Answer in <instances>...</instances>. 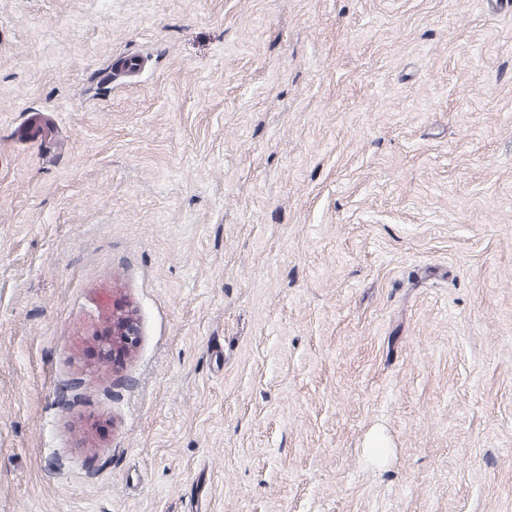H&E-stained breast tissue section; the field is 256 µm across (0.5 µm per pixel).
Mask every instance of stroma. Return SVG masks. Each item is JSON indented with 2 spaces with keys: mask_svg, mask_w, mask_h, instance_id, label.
I'll list each match as a JSON object with an SVG mask.
<instances>
[{
  "mask_svg": "<svg viewBox=\"0 0 512 512\" xmlns=\"http://www.w3.org/2000/svg\"><path fill=\"white\" fill-rule=\"evenodd\" d=\"M0 512H512V0H0ZM107 306L97 322L81 333L85 366L96 376L119 373L135 356L142 336L137 313L120 288L112 289Z\"/></svg>",
  "mask_w": 512,
  "mask_h": 512,
  "instance_id": "35a3bbf8",
  "label": "stroma"
}]
</instances>
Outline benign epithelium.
I'll return each mask as SVG.
<instances>
[{
  "instance_id": "obj_1",
  "label": "benign epithelium",
  "mask_w": 512,
  "mask_h": 512,
  "mask_svg": "<svg viewBox=\"0 0 512 512\" xmlns=\"http://www.w3.org/2000/svg\"><path fill=\"white\" fill-rule=\"evenodd\" d=\"M81 336L85 366L97 376L115 375L132 360L140 346L142 331L137 313L121 289H112L106 312Z\"/></svg>"
}]
</instances>
